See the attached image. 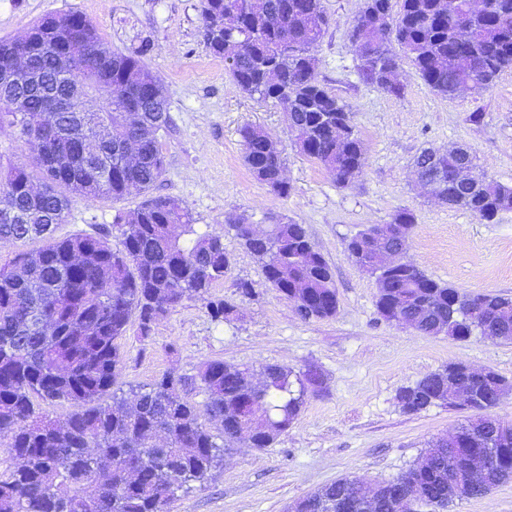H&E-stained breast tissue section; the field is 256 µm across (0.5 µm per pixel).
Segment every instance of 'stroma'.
<instances>
[{"label":"stroma","mask_w":512,"mask_h":512,"mask_svg":"<svg viewBox=\"0 0 512 512\" xmlns=\"http://www.w3.org/2000/svg\"><path fill=\"white\" fill-rule=\"evenodd\" d=\"M331 26L319 46L316 78L345 102L362 142L365 165L339 186L320 163L293 146L286 114L233 86L222 58L200 36L199 0H0V39L26 33L39 19L75 12L91 20L109 46L145 50L169 101L171 124L161 144L167 160L153 194L189 208L198 224L224 236L230 267L207 298L193 296L160 317L149 336L130 323L117 344L123 355L116 386L129 390L171 372L197 376L210 360L260 373L267 365L317 370L323 379L287 432L268 448L229 444L223 464L204 484L177 494L165 512H287L303 496L347 478L369 487L419 464L432 442L471 416L469 408L402 410L397 393L451 363L491 370L512 380V343L473 336H430L386 321L376 307L373 276L351 261L346 243L369 224L390 223L402 209L415 223L403 253L429 277L465 292L512 297V210L493 221L432 199L419 184L416 157L426 149L468 147L478 170L512 186V69L480 92L448 99L402 63V97L361 83L348 32L363 0H324ZM265 129L284 159L288 195L256 180L243 161L239 131ZM142 200L74 202L58 235L112 224ZM247 217L266 225L284 217L305 227L334 276L335 316L305 320L267 282L262 261L228 226ZM249 282L252 294L240 293ZM233 305L212 320L208 300Z\"/></svg>","instance_id":"35a3bbf8"}]
</instances>
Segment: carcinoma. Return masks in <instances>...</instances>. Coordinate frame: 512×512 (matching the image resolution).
I'll use <instances>...</instances> for the list:
<instances>
[{
	"label": "carcinoma",
	"instance_id": "cac0c4a2",
	"mask_svg": "<svg viewBox=\"0 0 512 512\" xmlns=\"http://www.w3.org/2000/svg\"><path fill=\"white\" fill-rule=\"evenodd\" d=\"M364 0L349 30L360 46L356 73L360 82L392 96L403 95L394 76L408 60L421 80L451 99L464 84L492 85L512 67V0H482L477 18L459 40V22L469 0ZM328 27L323 0H201V32L209 51L224 59L234 87L259 101H273L299 132L295 149L333 173L336 183L353 182L364 152L347 104L314 76L315 51ZM103 42L97 27L76 13L47 17L25 37L0 42V69L18 55L27 57L31 79L17 91L26 111L0 107V128L19 130V139L35 142L27 164L4 160L0 152V195L12 196L32 216L25 224L0 221V240L35 243L0 263V438L20 465L0 477V512H164L179 490L201 482L224 457L225 442L241 439L251 448H268L292 426L305 397L321 386L312 369L281 365L262 370L263 384L251 385L247 369L206 362L199 379L165 373L153 383L112 396L123 357L117 340L132 319L141 335H150L159 317L184 297L208 293L224 276L230 259L223 235L201 228L192 212L150 188L166 171L160 139L170 124L168 99L143 54L112 51L94 62V70L116 87L112 133L103 129L107 112H54L68 96L62 77V47ZM117 112L130 116L118 122ZM244 162L252 175L280 196L290 186L282 177L283 158L256 126L240 130ZM470 151H450L435 160L422 152L419 178L437 180L454 208L490 221L512 210V187L478 174L466 185L451 180L452 170ZM42 190L32 191L33 172ZM147 197L127 221L113 226L56 236L67 223L73 199L121 200L132 191ZM415 218L408 209L390 224L359 230L346 244L349 258L375 275L376 306L387 320L428 335L466 340L474 334L512 343V299L494 293H467L428 277L412 264L395 272L375 265L380 249L403 250ZM119 235H113V229ZM118 238L112 244V237ZM263 260L266 280L288 299L305 293L303 319L336 314L338 298L331 268L323 257L311 262L310 245L300 224L278 221L263 240L242 241ZM201 383L206 401L187 392ZM475 394L469 407L483 412L460 425L432 448L425 461L384 482L388 495L377 512H407L398 503L404 484L413 481L420 502L445 512L463 498L482 495L512 480V427L489 414L512 381L494 371L478 375L461 367L430 373L400 389L407 413L457 406L456 393ZM63 400L73 411L63 422L38 415L33 397ZM215 419L213 435L202 417ZM486 469V486L454 493L448 481L465 484L470 464ZM305 512H362L361 499L347 480H338L306 496Z\"/></svg>",
	"mask_w": 512,
	"mask_h": 512
}]
</instances>
